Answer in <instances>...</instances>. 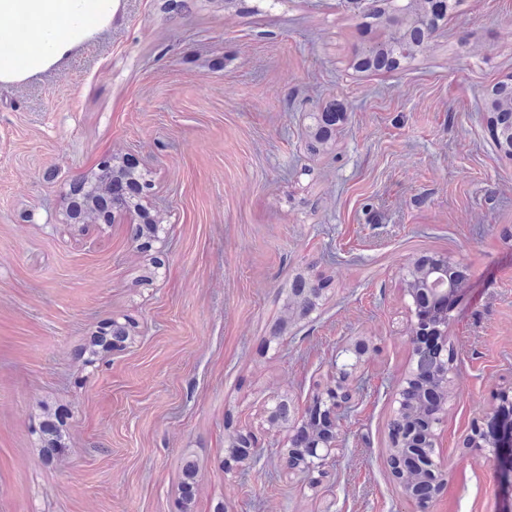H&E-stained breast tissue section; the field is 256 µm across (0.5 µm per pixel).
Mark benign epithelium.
Wrapping results in <instances>:
<instances>
[{
	"mask_svg": "<svg viewBox=\"0 0 512 512\" xmlns=\"http://www.w3.org/2000/svg\"><path fill=\"white\" fill-rule=\"evenodd\" d=\"M456 268L446 256L435 258L424 270L418 259L406 266V291L414 317L413 361L390 394L392 421L386 462L404 497L417 505L419 512L430 510L446 488L452 469L442 462L440 443L457 365V356L448 350V308L428 315L422 305L448 302L458 287ZM373 349L365 337L352 339L342 350L343 359L335 362L334 381L314 391L309 420L288 430L283 445L288 464L307 473L314 485L324 476L326 461L340 448L339 424L356 407L353 382L361 378V368ZM506 407H512V382L497 393L491 406L475 412L461 447L487 448L488 459L502 464L505 444L488 433L487 424ZM292 411L288 400H278L269 409V419L287 422ZM229 448V460L239 470L249 468L259 456L258 438L247 427L232 438Z\"/></svg>",
	"mask_w": 512,
	"mask_h": 512,
	"instance_id": "obj_1",
	"label": "benign epithelium"
}]
</instances>
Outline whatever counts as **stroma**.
<instances>
[{
	"instance_id": "stroma-1",
	"label": "stroma",
	"mask_w": 512,
	"mask_h": 512,
	"mask_svg": "<svg viewBox=\"0 0 512 512\" xmlns=\"http://www.w3.org/2000/svg\"><path fill=\"white\" fill-rule=\"evenodd\" d=\"M355 0H121L120 18L58 70L0 88V512H415L385 461L390 393L412 361L404 267L457 261L458 354L442 441L455 463L430 512H512V468L461 450L512 379V160L489 131L512 77V0H462L415 60L353 69ZM345 114L309 152L318 114ZM133 156L139 212L73 224L72 189ZM326 290L306 318L295 279ZM128 346L77 354L102 323ZM355 336L375 348L342 449L317 488L289 468L266 410L302 422ZM67 408L44 462L34 429ZM261 445L224 468L231 436ZM197 469L183 502L185 462ZM229 460L239 470L249 468L259 456V441L255 433L245 427L232 438L229 446Z\"/></svg>"
}]
</instances>
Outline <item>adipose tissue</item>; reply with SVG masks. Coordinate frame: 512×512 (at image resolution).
Here are the masks:
<instances>
[{"label":"adipose tissue","mask_w":512,"mask_h":512,"mask_svg":"<svg viewBox=\"0 0 512 512\" xmlns=\"http://www.w3.org/2000/svg\"><path fill=\"white\" fill-rule=\"evenodd\" d=\"M121 0H0V37L35 42L23 58L0 56V86L27 82L58 68L95 34L111 27Z\"/></svg>","instance_id":"1"}]
</instances>
